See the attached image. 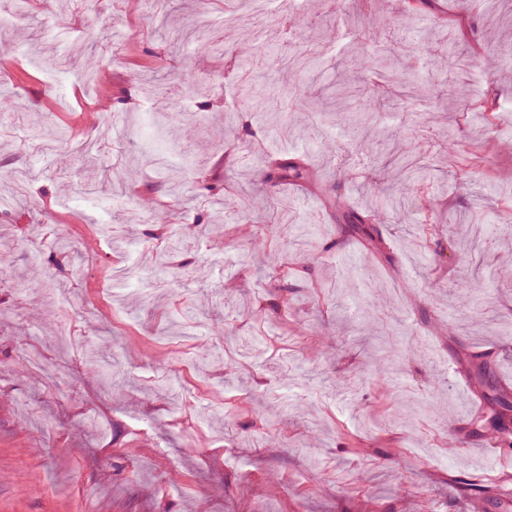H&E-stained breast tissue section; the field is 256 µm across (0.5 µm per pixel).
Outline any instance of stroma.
<instances>
[{
    "mask_svg": "<svg viewBox=\"0 0 512 512\" xmlns=\"http://www.w3.org/2000/svg\"><path fill=\"white\" fill-rule=\"evenodd\" d=\"M431 4L372 52L393 54L408 92L433 79L426 50L480 47L478 68L459 62L458 76L473 96H497V124L485 135L455 105L420 103L378 104L375 122L485 142L496 176L475 174L465 191L444 169L407 191L394 161L352 176L325 154L323 139L346 144L359 108V83L337 90L333 63L361 53L351 29L368 0H343L324 21L319 64L300 78L339 95L317 138H280L240 112L223 28L207 55L172 39L202 12L252 23L250 0H29L0 20V51L28 76L0 93L22 102L0 111L11 200L0 210V512H499L456 489L478 457L489 475L512 472V449L475 432L479 390L458 377L482 353L512 386V335L499 332L512 323V222L485 205L512 181V0ZM57 20L73 28L64 53L48 31ZM265 44L256 90L288 100L297 78L277 64L288 45L276 20ZM149 79L173 89L174 111L146 163ZM270 149L309 159L316 180L268 183ZM338 191L362 208L402 194V222L379 227L382 255L344 237L327 205ZM424 197L440 204L430 243L416 234ZM247 201L270 230L261 253ZM214 221L237 234L216 245L198 232ZM127 264L167 265L163 287L114 291ZM466 277L485 287L463 305ZM282 300L285 326L272 310Z\"/></svg>",
    "mask_w": 512,
    "mask_h": 512,
    "instance_id": "35a3bbf8",
    "label": "stroma"
}]
</instances>
